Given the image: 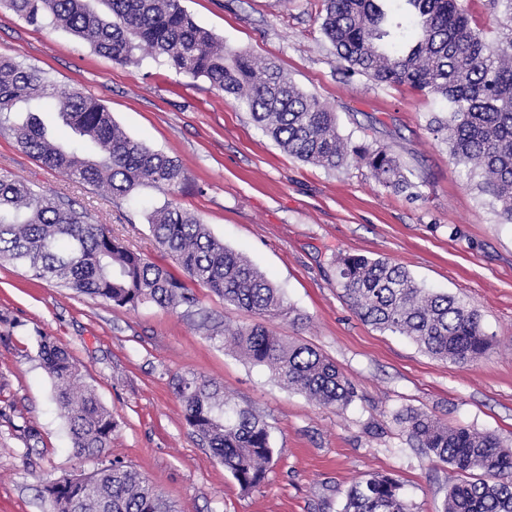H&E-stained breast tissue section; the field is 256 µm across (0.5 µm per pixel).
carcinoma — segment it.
I'll use <instances>...</instances> for the list:
<instances>
[{"mask_svg": "<svg viewBox=\"0 0 512 512\" xmlns=\"http://www.w3.org/2000/svg\"><path fill=\"white\" fill-rule=\"evenodd\" d=\"M34 25L62 28L114 62L135 52L162 57L179 73L204 77L224 99L250 111L288 153L334 170L352 156L383 187L405 191L413 184L399 159L377 147L353 146L337 132L336 113L301 92L272 63H259L200 27L180 0H102L107 20L88 0H7ZM417 19L416 41L403 51L386 45L396 37L380 0H325L323 35L349 75L378 85L407 84L442 99L447 112L429 120L451 160L469 169L480 191L512 223V40L492 44L474 30L461 0H404ZM52 102L71 131L68 146L56 142L33 109L11 126L26 153L113 195L150 184L170 189L184 179L178 160L127 136L112 113L80 91H60L41 71L0 56V116L18 104ZM156 241L185 275L245 309L258 321L224 326V342L254 364L269 368L285 389L336 408L355 396L350 380L314 347L277 336L266 318L286 312L283 295L243 255L224 246L206 225L168 203L149 216ZM117 307L144 304L193 307L195 296L165 267L129 249L106 224L63 204L30 184L0 174V260ZM338 282L348 305L381 331L410 338L430 356L471 363L489 349L474 305L419 287L401 266L361 255L336 256ZM39 357L53 381V399L65 419L76 458H93L112 445V412L83 382L64 346L43 337ZM184 419L200 441L221 458L244 492L264 483L274 448L268 425L231 406L223 387L194 374L175 380ZM398 423L410 440L462 479L452 484L442 512H512V448L491 433L450 427L426 412L409 410ZM50 512H168L149 479L117 462L88 474H64L44 485ZM343 512H413L401 483L371 475L351 486Z\"/></svg>", "mask_w": 512, "mask_h": 512, "instance_id": "obj_1", "label": "carcinoma"}]
</instances>
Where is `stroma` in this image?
Returning a JSON list of instances; mask_svg holds the SVG:
<instances>
[{
    "instance_id": "35a3bbf8",
    "label": "stroma",
    "mask_w": 512,
    "mask_h": 512,
    "mask_svg": "<svg viewBox=\"0 0 512 512\" xmlns=\"http://www.w3.org/2000/svg\"><path fill=\"white\" fill-rule=\"evenodd\" d=\"M463 4L489 41L512 38V22L493 0ZM181 5L228 49L274 63L317 97L353 144L397 156L418 196L382 187L361 162L336 170L304 163L206 78L177 73L141 52L134 62H114L64 30L29 24L4 0L0 55L47 72L59 90L100 99L129 136L177 159L184 179L171 192L141 186L115 198L43 167L5 126L0 174L74 202L173 272L178 266L156 243L149 215L176 204L281 289L291 313L271 321V329L334 360L355 397L336 409L280 387L267 369L224 343L225 326L252 324L254 316L199 283L187 284L194 307L133 310L0 261V512H48L45 479L114 461L143 473L175 512H341L347 490L370 474L398 479L414 512H442L453 468L417 448L396 417L423 410L512 446V223L501 221L492 199L473 188L466 169L430 134L432 114L446 109L440 99L345 75L321 31L323 0ZM341 253L390 260L420 286L472 303L491 349L460 365L367 325L337 284ZM44 335L68 348L85 384L112 413L117 427L102 458L72 455L39 361ZM186 373L223 384L236 406L268 424L274 456L258 490L243 493L187 426L173 387ZM27 426L39 430L38 445H27Z\"/></svg>"
}]
</instances>
